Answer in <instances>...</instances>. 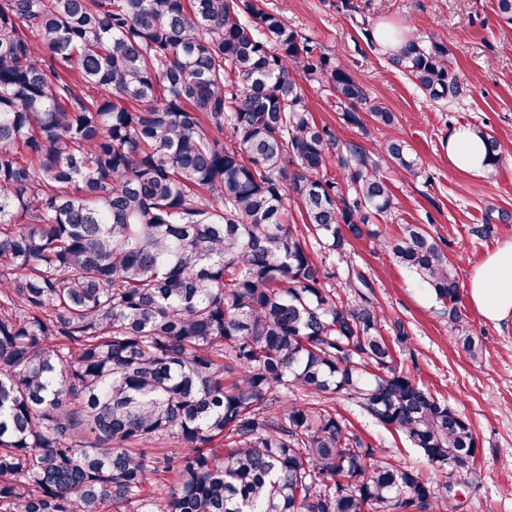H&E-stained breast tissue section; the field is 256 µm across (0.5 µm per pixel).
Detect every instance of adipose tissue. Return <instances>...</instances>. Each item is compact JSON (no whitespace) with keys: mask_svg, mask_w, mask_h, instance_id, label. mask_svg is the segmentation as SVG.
Listing matches in <instances>:
<instances>
[{"mask_svg":"<svg viewBox=\"0 0 512 512\" xmlns=\"http://www.w3.org/2000/svg\"><path fill=\"white\" fill-rule=\"evenodd\" d=\"M449 162L457 169L482 175L487 155L481 137L470 127L453 128L445 141ZM470 304L486 320H512V242L499 245L470 274L466 284Z\"/></svg>","mask_w":512,"mask_h":512,"instance_id":"ef3b65f1","label":"adipose tissue"}]
</instances>
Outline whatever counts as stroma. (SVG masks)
Returning <instances> with one entry per match:
<instances>
[{
    "label": "stroma",
    "mask_w": 512,
    "mask_h": 512,
    "mask_svg": "<svg viewBox=\"0 0 512 512\" xmlns=\"http://www.w3.org/2000/svg\"><path fill=\"white\" fill-rule=\"evenodd\" d=\"M316 50L336 58L365 88L370 101L394 112V126L346 125L316 82L298 76L318 123L340 128L345 140L372 148L397 135L421 161L418 173L390 172L397 216L425 225L447 254L460 282L498 245L512 241V28L499 24L496 0H265ZM388 23L445 45L461 93L452 101L424 94L388 53L372 47L366 31ZM480 127L501 144L497 169L479 176L454 168L443 146L455 126ZM378 239L354 241L353 258L391 320L409 338L398 360L413 378L474 427L479 439L476 485L456 490L458 512H512V323L485 321L461 299L468 326L488 348L483 361L468 358L450 333L444 308L409 270L390 261ZM350 430L392 459L417 470L436 487L432 468L404 436L382 427L350 400L336 397Z\"/></svg>",
    "instance_id": "stroma-1"
}]
</instances>
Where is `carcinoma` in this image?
<instances>
[{"label": "carcinoma", "mask_w": 512, "mask_h": 512, "mask_svg": "<svg viewBox=\"0 0 512 512\" xmlns=\"http://www.w3.org/2000/svg\"><path fill=\"white\" fill-rule=\"evenodd\" d=\"M391 61L460 93L433 40ZM299 72L363 125L364 87L262 0H0V512H457L326 404L406 437L450 489L476 477L473 426L402 368L408 334H383L351 259L395 214L386 170L419 157L318 124ZM398 227L380 249L484 359L448 257ZM162 435L180 447L148 454Z\"/></svg>", "instance_id": "carcinoma-1"}]
</instances>
